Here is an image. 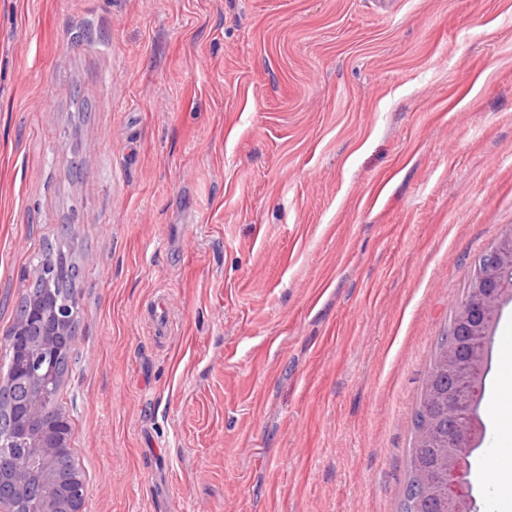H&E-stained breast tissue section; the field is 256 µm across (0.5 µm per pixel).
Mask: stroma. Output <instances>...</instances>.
Wrapping results in <instances>:
<instances>
[{
  "label": "stroma",
  "instance_id": "35a3bbf8",
  "mask_svg": "<svg viewBox=\"0 0 512 512\" xmlns=\"http://www.w3.org/2000/svg\"><path fill=\"white\" fill-rule=\"evenodd\" d=\"M511 228L512 0H0V359L68 233L86 512H399L438 341ZM505 396L512 302L479 512Z\"/></svg>",
  "mask_w": 512,
  "mask_h": 512
}]
</instances>
